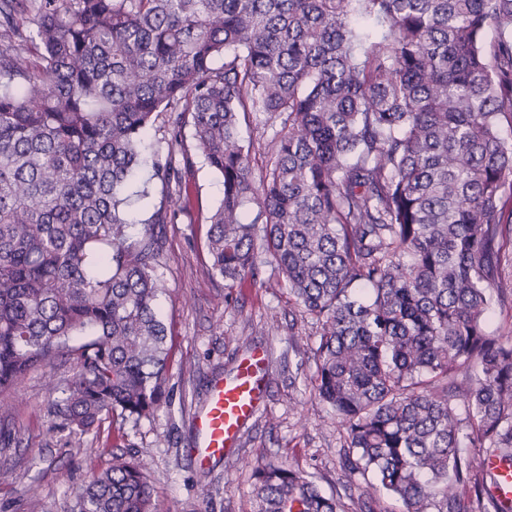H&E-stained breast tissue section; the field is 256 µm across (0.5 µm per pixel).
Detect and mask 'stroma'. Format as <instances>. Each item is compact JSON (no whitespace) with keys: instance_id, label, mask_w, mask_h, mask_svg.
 Masks as SVG:
<instances>
[{"instance_id":"35a3bbf8","label":"stroma","mask_w":512,"mask_h":512,"mask_svg":"<svg viewBox=\"0 0 512 512\" xmlns=\"http://www.w3.org/2000/svg\"><path fill=\"white\" fill-rule=\"evenodd\" d=\"M222 198L221 177L196 160L186 212L164 227L156 274L168 329L165 403L150 420H105L72 448L50 412L54 396L42 372L29 374L6 394L9 410L0 413V472L10 477L0 485V512H78L77 493L93 468L121 454L143 458L158 512H253L251 475L269 463L313 478L347 512L363 500V479L342 471L336 418L311 386L320 324L276 283L269 259L232 288L211 269L206 217ZM253 347L269 353L264 406L237 453L197 470L185 454L191 415L212 378L230 373Z\"/></svg>"}]
</instances>
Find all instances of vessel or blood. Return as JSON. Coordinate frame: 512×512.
Instances as JSON below:
<instances>
[{"label": "vessel or blood", "mask_w": 512, "mask_h": 512, "mask_svg": "<svg viewBox=\"0 0 512 512\" xmlns=\"http://www.w3.org/2000/svg\"><path fill=\"white\" fill-rule=\"evenodd\" d=\"M264 348L254 347L237 362L232 374L216 376L203 405L193 417V436L187 450L199 470L237 448L245 427L259 412L264 394Z\"/></svg>", "instance_id": "obj_1"}]
</instances>
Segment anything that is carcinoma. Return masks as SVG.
Masks as SVG:
<instances>
[{
	"instance_id": "carcinoma-1",
	"label": "carcinoma",
	"mask_w": 512,
	"mask_h": 512,
	"mask_svg": "<svg viewBox=\"0 0 512 512\" xmlns=\"http://www.w3.org/2000/svg\"><path fill=\"white\" fill-rule=\"evenodd\" d=\"M494 38L486 40V32ZM512 0H0V395L67 355L69 445L165 399L156 305L193 156L224 183L211 269L261 255L322 323L315 396L339 420L359 512H512ZM277 125L260 179L240 128ZM166 156L146 159L151 130ZM151 165L160 196L128 217ZM137 236L128 234L135 223ZM254 512H345L308 477L252 474ZM467 494L459 492V487ZM78 512H156L112 458Z\"/></svg>"
}]
</instances>
